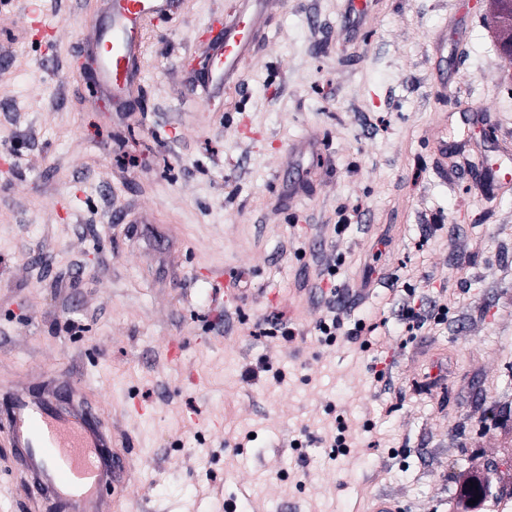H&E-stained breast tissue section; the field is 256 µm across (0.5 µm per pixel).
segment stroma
<instances>
[{
  "mask_svg": "<svg viewBox=\"0 0 512 512\" xmlns=\"http://www.w3.org/2000/svg\"><path fill=\"white\" fill-rule=\"evenodd\" d=\"M182 2L123 112L92 102L66 25L96 23L100 0H42L48 45L0 16V385L76 373L105 392L137 445L126 512H361L381 492L448 512L454 473L474 465L493 469L485 510L498 512L512 488V187L482 199L432 137L447 113L453 134L485 138L462 124L479 105L512 132L484 0H384L351 50L336 40L343 0H273L270 48L223 97L187 80L225 0ZM446 76L459 95L439 102ZM310 128L325 161L290 166L289 140ZM305 171L312 194L274 192ZM340 220L334 268L319 271ZM212 267L239 305L211 298ZM353 284L345 335L321 344L312 310ZM409 301L448 315L408 325ZM129 395L153 416L131 414ZM340 426L345 455L329 443Z\"/></svg>",
  "mask_w": 512,
  "mask_h": 512,
  "instance_id": "stroma-1",
  "label": "stroma"
}]
</instances>
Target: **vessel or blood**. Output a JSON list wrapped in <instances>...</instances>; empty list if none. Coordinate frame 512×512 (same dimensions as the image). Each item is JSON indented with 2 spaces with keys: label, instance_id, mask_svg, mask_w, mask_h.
Here are the masks:
<instances>
[{
  "label": "vessel or blood",
  "instance_id": "obj_1",
  "mask_svg": "<svg viewBox=\"0 0 512 512\" xmlns=\"http://www.w3.org/2000/svg\"><path fill=\"white\" fill-rule=\"evenodd\" d=\"M235 11L223 28L208 37L212 66L206 85L220 96L244 76V63L258 49L271 45L272 0H234ZM181 0H110L94 28L87 48L93 53L94 81L115 104L141 98V81L153 28L177 17ZM345 37L360 41L376 25L375 0H345ZM496 145L487 154L472 144L470 176L485 197L512 184V138L492 131ZM289 158L322 159V138L312 131L294 139ZM213 296L237 301L240 291L224 285V272L205 275ZM75 381L53 386L46 382L9 387L0 396V437L14 466L27 476L26 495L15 512H39L51 504L56 512H121L120 495L136 481L130 438L115 435L102 424L101 398L74 404Z\"/></svg>",
  "mask_w": 512,
  "mask_h": 512
}]
</instances>
